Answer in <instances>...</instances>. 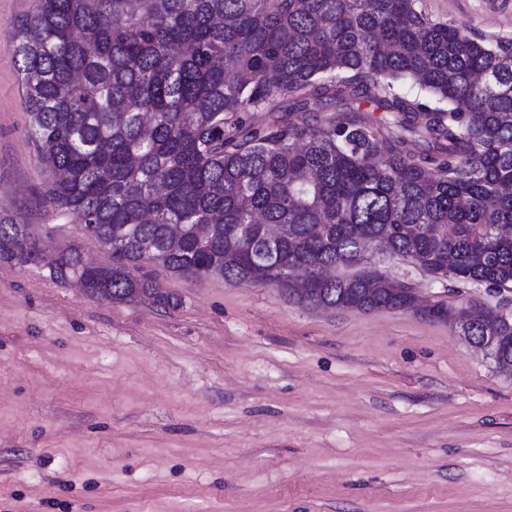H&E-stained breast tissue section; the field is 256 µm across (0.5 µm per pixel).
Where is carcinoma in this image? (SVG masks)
I'll list each match as a JSON object with an SVG mask.
<instances>
[{
  "label": "carcinoma",
  "instance_id": "cac0c4a2",
  "mask_svg": "<svg viewBox=\"0 0 512 512\" xmlns=\"http://www.w3.org/2000/svg\"><path fill=\"white\" fill-rule=\"evenodd\" d=\"M10 34L46 193L114 253L41 257L0 210V260L164 307L136 262L275 288L296 265L312 308L363 312L405 285L333 270L386 243L512 293V39L416 0H35ZM456 328L512 366V319Z\"/></svg>",
  "mask_w": 512,
  "mask_h": 512
}]
</instances>
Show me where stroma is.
Here are the masks:
<instances>
[{"mask_svg":"<svg viewBox=\"0 0 512 512\" xmlns=\"http://www.w3.org/2000/svg\"><path fill=\"white\" fill-rule=\"evenodd\" d=\"M0 0V210L45 253L112 252L46 194ZM512 38V0H417ZM383 272L435 301L482 288ZM141 273L176 300L112 303L0 261V512H512V376L451 324L313 310L277 288Z\"/></svg>","mask_w":512,"mask_h":512,"instance_id":"35a3bbf8","label":"stroma"}]
</instances>
